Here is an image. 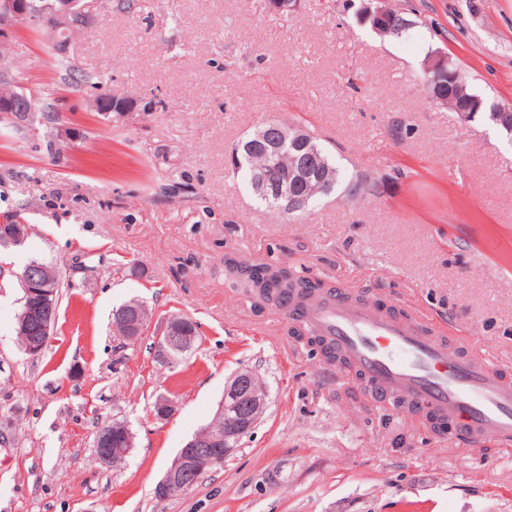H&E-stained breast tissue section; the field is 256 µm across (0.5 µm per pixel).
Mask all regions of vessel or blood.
Masks as SVG:
<instances>
[{"label":"vessel or blood","instance_id":"b4317fda","mask_svg":"<svg viewBox=\"0 0 512 512\" xmlns=\"http://www.w3.org/2000/svg\"><path fill=\"white\" fill-rule=\"evenodd\" d=\"M288 320L323 339L375 402L448 422L452 441L476 453L512 446V377L420 308L399 310L346 287L317 296L296 290Z\"/></svg>","mask_w":512,"mask_h":512}]
</instances>
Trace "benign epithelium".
I'll list each match as a JSON object with an SVG mask.
<instances>
[{
	"label": "benign epithelium",
	"instance_id": "1",
	"mask_svg": "<svg viewBox=\"0 0 512 512\" xmlns=\"http://www.w3.org/2000/svg\"><path fill=\"white\" fill-rule=\"evenodd\" d=\"M360 23L367 24L378 35L385 33L383 26L382 0H362L357 11ZM31 21L46 26L50 41L57 47L63 46L58 34H68L90 22L81 0H51L37 5L33 0H0V112L18 120L35 112L44 111L37 98L17 89L8 78L10 72V29L18 21ZM447 54L440 51L430 55L424 66L426 84L437 80L446 72ZM90 106L96 111H129V101L123 97L110 99L109 107H104L101 99L94 98ZM249 146L264 152L280 162L282 153L291 152L288 169L278 173L263 169L255 173L249 182L253 193L262 199L274 200L284 214L292 215L303 210L307 195L325 194L328 182L324 175L325 161L313 144L310 133L302 126L281 120H271L258 127L249 137ZM29 234V224L17 217L10 224L0 225V241L14 246L25 243ZM47 269L37 263L26 265L18 276L19 284L25 293L40 303H26L18 317L17 335L23 341L27 352L40 355L50 339L53 322V301L56 282L46 276ZM117 318L126 324V337L134 339L142 334L145 327L144 307L140 302L124 305ZM195 337L183 336L173 326L163 328L154 342L155 351L169 363L177 362V357L192 350ZM267 391L256 387V374L249 369H241L232 377L224 389L216 417L224 420V425L216 429H206V436H195L180 449L172 460L163 478L156 486V495L164 500L183 494L193 488L203 469L222 464L233 456L261 420L267 409ZM126 447H113L116 435L106 431L100 434L99 455L112 469L121 468L129 449L134 447L131 433L124 432Z\"/></svg>",
	"mask_w": 512,
	"mask_h": 512
}]
</instances>
